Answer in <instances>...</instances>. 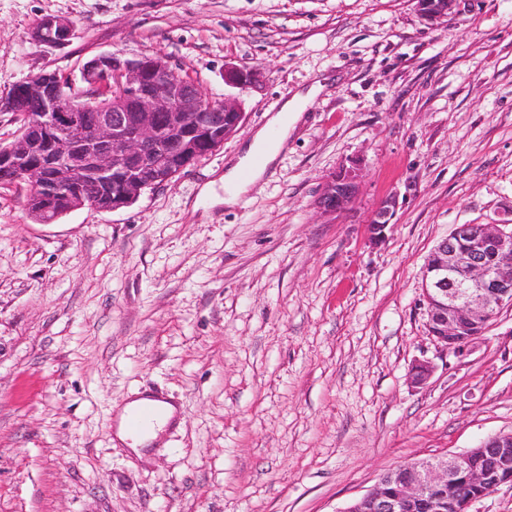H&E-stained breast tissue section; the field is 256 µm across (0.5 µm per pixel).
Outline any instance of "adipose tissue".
Returning <instances> with one entry per match:
<instances>
[{
    "label": "adipose tissue",
    "mask_w": 512,
    "mask_h": 512,
    "mask_svg": "<svg viewBox=\"0 0 512 512\" xmlns=\"http://www.w3.org/2000/svg\"><path fill=\"white\" fill-rule=\"evenodd\" d=\"M322 83H314L303 93L286 101L244 146L235 165L224 172V205L233 207L260 180L284 149L298 115L322 92Z\"/></svg>",
    "instance_id": "1"
}]
</instances>
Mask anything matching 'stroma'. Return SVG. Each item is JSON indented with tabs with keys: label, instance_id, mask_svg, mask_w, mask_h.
I'll return each mask as SVG.
<instances>
[{
	"label": "stroma",
	"instance_id": "stroma-1",
	"mask_svg": "<svg viewBox=\"0 0 512 512\" xmlns=\"http://www.w3.org/2000/svg\"><path fill=\"white\" fill-rule=\"evenodd\" d=\"M47 17L75 38L33 41ZM108 51L166 56L217 101L225 63L262 78L235 134L131 206L40 224L28 183L0 187V512H344L400 464L512 433V308L458 357L422 298L456 225L512 223V0L432 23L416 0H0V96ZM317 79L225 208V166ZM352 166L355 201L321 213ZM144 390L180 419L139 460L115 431ZM359 178L357 168L339 171L323 186L317 201L318 207L329 213L346 209L358 190ZM396 208V196H389L380 202L369 224L370 242L372 244H377L384 239L385 230L392 224Z\"/></svg>",
	"mask_w": 512,
	"mask_h": 512
}]
</instances>
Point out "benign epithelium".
<instances>
[{"mask_svg": "<svg viewBox=\"0 0 512 512\" xmlns=\"http://www.w3.org/2000/svg\"><path fill=\"white\" fill-rule=\"evenodd\" d=\"M460 2L417 0V8L433 22L454 13ZM75 32L69 20L45 18L34 28L32 39L61 47ZM174 73L170 61L160 55L103 52L83 67L81 89L72 83L49 82L47 71L27 76L24 87L40 97L41 109L24 116L16 138L0 148V164L11 167L18 181L31 183L33 192L45 199L69 189L71 211L88 205L83 192L87 184L117 188L114 210L131 205L145 189L170 181L200 157L198 152L187 154L172 163L166 133L180 134L185 144L204 145L207 155L221 147L245 118L239 99L226 96L208 107L199 86L172 77ZM261 76L257 65L224 66V83L232 88H249ZM113 83L123 89L122 98L100 107L91 123L69 101L76 92L94 98L103 95ZM358 186V169L339 172L323 186L318 207L329 213L343 211ZM396 208L394 196L380 202L369 224L371 243L384 239ZM423 300L433 341L458 356L468 354L499 310L512 308V227L457 225L427 259ZM399 470L408 478L398 481L391 472L383 474L344 512H442L443 501L428 494L456 482L477 490L455 503L456 512H467L473 500L504 483L512 484V434L494 435L446 459L402 464Z\"/></svg>", "mask_w": 512, "mask_h": 512, "instance_id": "benign-epithelium-1", "label": "benign epithelium"}]
</instances>
